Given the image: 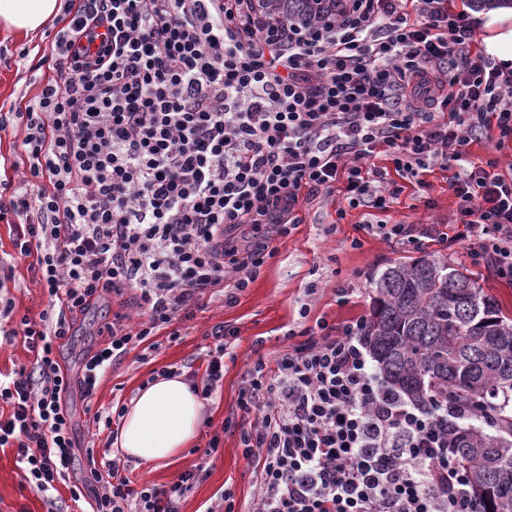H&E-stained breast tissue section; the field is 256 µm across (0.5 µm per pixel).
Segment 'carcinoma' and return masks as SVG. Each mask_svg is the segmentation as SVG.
Returning a JSON list of instances; mask_svg holds the SVG:
<instances>
[{"instance_id":"1","label":"carcinoma","mask_w":512,"mask_h":512,"mask_svg":"<svg viewBox=\"0 0 512 512\" xmlns=\"http://www.w3.org/2000/svg\"><path fill=\"white\" fill-rule=\"evenodd\" d=\"M276 14L325 20L336 0H264ZM362 336L382 392L435 412L448 402V439L470 491L512 512V318L472 273L417 258L374 278Z\"/></svg>"}]
</instances>
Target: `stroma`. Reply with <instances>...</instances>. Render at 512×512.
I'll use <instances>...</instances> for the list:
<instances>
[{
	"label": "stroma",
	"instance_id": "35a3bbf8",
	"mask_svg": "<svg viewBox=\"0 0 512 512\" xmlns=\"http://www.w3.org/2000/svg\"><path fill=\"white\" fill-rule=\"evenodd\" d=\"M49 44L48 30L25 36L0 27V107L23 104L39 91L38 79L48 75L40 63ZM422 194L405 189L381 218L390 223L414 225L417 239L399 243L368 231L364 209L348 210L337 217L343 187L332 196L302 203L297 229L284 238L271 241L274 251L258 275L234 303H225L222 294L204 296L176 327L178 338L159 336L158 349L132 350L110 370L96 395L85 398L72 388L67 405L72 413L81 448L93 449L98 461L112 457L105 436L99 435L94 417L111 412L113 403L124 404L137 394L148 378L163 368L180 369L183 376L200 369L203 353L211 345V331L223 323L237 331L236 339L224 358V380L202 406L201 423L189 448L168 465L159 467L142 460H131L135 484L166 486L191 465L204 466L201 480L184 496L179 512H205L224 489L235 493L239 512H247L254 489L255 471L244 458L240 444L238 409L244 375L257 358L272 361L288 341V330L315 328L318 322L341 327L366 318L373 290V278L388 266L423 256L462 266L473 271L485 292L495 297L506 316H512V283L495 277L483 263L474 261L463 243L447 245L430 236V228L453 233L450 218L455 200L448 192V174H426ZM28 260L12 266L7 286L0 290V335L11 334V342L0 345V373L31 367L33 355L16 329L21 318L39 320L49 307V296L32 280ZM317 284L314 298L306 289ZM119 297L109 296L79 316L72 336L60 349L59 359L77 373L84 355L100 341L103 327L113 315L122 312ZM218 438L217 453H209L211 438ZM87 500H72L67 488L43 495L25 480L14 449L0 447V512H87Z\"/></svg>",
	"mask_w": 512,
	"mask_h": 512
}]
</instances>
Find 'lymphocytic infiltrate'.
Segmentation results:
<instances>
[{
    "label": "lymphocytic infiltrate",
    "mask_w": 512,
    "mask_h": 512,
    "mask_svg": "<svg viewBox=\"0 0 512 512\" xmlns=\"http://www.w3.org/2000/svg\"><path fill=\"white\" fill-rule=\"evenodd\" d=\"M327 22L270 15L262 0H66L53 77L0 113L22 130L19 182L0 178V218L54 304L20 328L36 360L0 381V447L16 446L39 493L91 489L90 512H178L199 475L132 486L127 458H88L65 396L92 397L135 347L174 327L197 296L225 302L254 280L304 200L345 179L347 210L384 213L403 183L448 173L454 241L512 282V176L476 164L478 139L512 145V69L472 51L477 27L448 0H341ZM416 17L408 19L406 6ZM388 164L371 165L376 150ZM131 291L146 322L119 315L71 376L58 359L76 319ZM363 324H320L245 374L249 512H481L448 447V415L385 397ZM194 391L212 397L236 336L217 324Z\"/></svg>",
    "instance_id": "obj_1"
}]
</instances>
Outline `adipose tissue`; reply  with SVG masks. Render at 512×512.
<instances>
[{"label":"adipose tissue","instance_id":"1","mask_svg":"<svg viewBox=\"0 0 512 512\" xmlns=\"http://www.w3.org/2000/svg\"><path fill=\"white\" fill-rule=\"evenodd\" d=\"M60 11V0H0V25L28 35ZM483 18L486 54L512 62V8L488 11ZM200 413V400L182 377H157L128 406L119 448L133 458L168 464L195 438Z\"/></svg>","mask_w":512,"mask_h":512}]
</instances>
